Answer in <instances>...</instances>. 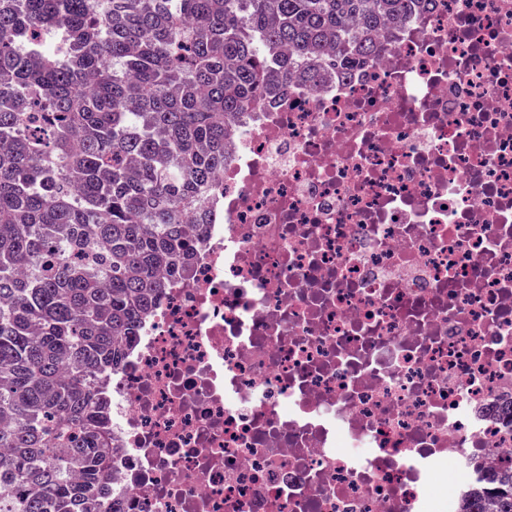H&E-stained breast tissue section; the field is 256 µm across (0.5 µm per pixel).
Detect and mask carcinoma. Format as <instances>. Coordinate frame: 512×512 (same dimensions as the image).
<instances>
[{
  "mask_svg": "<svg viewBox=\"0 0 512 512\" xmlns=\"http://www.w3.org/2000/svg\"><path fill=\"white\" fill-rule=\"evenodd\" d=\"M420 0H0V512L109 494L108 378L188 265L230 119ZM512 512V471L488 477Z\"/></svg>",
  "mask_w": 512,
  "mask_h": 512,
  "instance_id": "cac0c4a2",
  "label": "carcinoma"
}]
</instances>
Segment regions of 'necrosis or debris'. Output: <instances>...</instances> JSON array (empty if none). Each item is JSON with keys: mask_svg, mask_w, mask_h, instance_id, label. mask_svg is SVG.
Segmentation results:
<instances>
[{"mask_svg": "<svg viewBox=\"0 0 512 512\" xmlns=\"http://www.w3.org/2000/svg\"><path fill=\"white\" fill-rule=\"evenodd\" d=\"M110 381L94 512H460L512 469V0L240 114Z\"/></svg>", "mask_w": 512, "mask_h": 512, "instance_id": "1", "label": "necrosis or debris"}]
</instances>
